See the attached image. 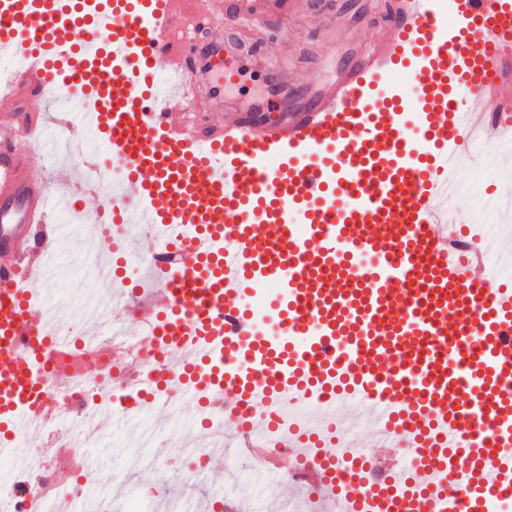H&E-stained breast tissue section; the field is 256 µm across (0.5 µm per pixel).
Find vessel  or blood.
Wrapping results in <instances>:
<instances>
[{
	"instance_id": "vessel-or-blood-1",
	"label": "vessel or blood",
	"mask_w": 512,
	"mask_h": 512,
	"mask_svg": "<svg viewBox=\"0 0 512 512\" xmlns=\"http://www.w3.org/2000/svg\"><path fill=\"white\" fill-rule=\"evenodd\" d=\"M0 0V457L45 426L48 332L34 301L54 245L40 176L70 119L38 134L64 90L91 102L113 195L84 156L67 204L145 224L162 272L131 340L174 344L162 380L230 397L262 451L304 448L322 512H506L512 492V282L483 267L495 240L445 208L473 138L512 133V0ZM358 13L373 38L328 80L322 41L300 72L263 69L239 23L325 30ZM263 78L246 101L230 89ZM208 103L205 122L189 113ZM39 146H32V137ZM192 225L190 247H158ZM369 411L374 446L429 448L408 483L339 466L343 412Z\"/></svg>"
}]
</instances>
